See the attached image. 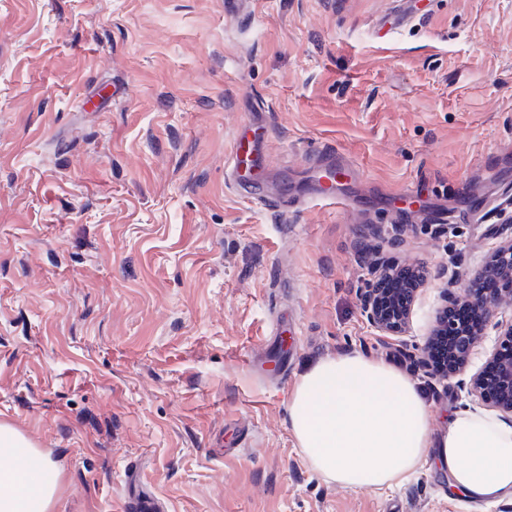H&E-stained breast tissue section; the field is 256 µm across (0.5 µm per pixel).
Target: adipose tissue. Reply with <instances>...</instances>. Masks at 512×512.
<instances>
[{"mask_svg":"<svg viewBox=\"0 0 512 512\" xmlns=\"http://www.w3.org/2000/svg\"><path fill=\"white\" fill-rule=\"evenodd\" d=\"M416 386L384 361L352 352L318 360L291 392L294 445L326 483L399 487L426 461L474 503L512 500V423L456 411L442 434ZM60 474L13 426L0 423V512H52Z\"/></svg>","mask_w":512,"mask_h":512,"instance_id":"1","label":"adipose tissue"}]
</instances>
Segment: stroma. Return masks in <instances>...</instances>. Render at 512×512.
Wrapping results in <instances>:
<instances>
[{
    "instance_id": "stroma-1",
    "label": "stroma",
    "mask_w": 512,
    "mask_h": 512,
    "mask_svg": "<svg viewBox=\"0 0 512 512\" xmlns=\"http://www.w3.org/2000/svg\"><path fill=\"white\" fill-rule=\"evenodd\" d=\"M326 146L354 209L304 200ZM511 236L512 0H0V423L60 472L54 512H121L130 471L169 512H512L430 461L327 484L288 429L304 370L354 351L404 356L434 433L478 410L423 348ZM379 259L427 273L399 337L362 311ZM247 139V150L245 155L248 160V166L243 168V163L245 160L243 159V150L245 146L243 145V140ZM261 140V134L256 136L254 133V129L250 126H244L236 138L234 148L230 154V164L233 174H235L239 179V173L241 170L244 171L245 174L249 173L251 167L256 166L261 162V154L259 149V143Z\"/></svg>"
}]
</instances>
